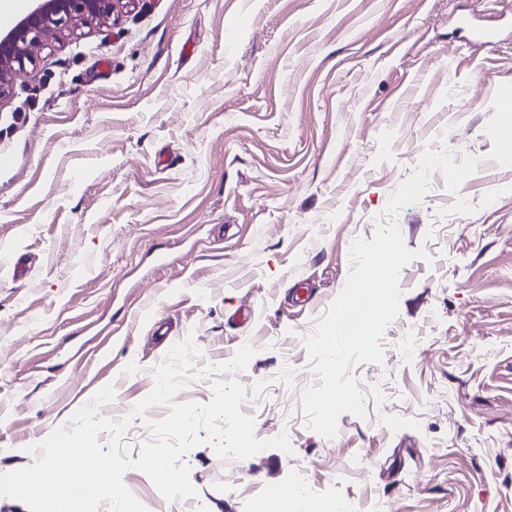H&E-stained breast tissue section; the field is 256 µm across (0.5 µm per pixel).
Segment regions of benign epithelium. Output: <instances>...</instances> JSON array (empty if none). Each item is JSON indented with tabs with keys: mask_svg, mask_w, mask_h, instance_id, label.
I'll return each mask as SVG.
<instances>
[{
	"mask_svg": "<svg viewBox=\"0 0 512 512\" xmlns=\"http://www.w3.org/2000/svg\"><path fill=\"white\" fill-rule=\"evenodd\" d=\"M20 20L0 31V102L10 98L16 76L35 64L33 52L50 36L81 25L116 19L134 0H34Z\"/></svg>",
	"mask_w": 512,
	"mask_h": 512,
	"instance_id": "obj_1",
	"label": "benign epithelium"
}]
</instances>
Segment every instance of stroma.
<instances>
[{"label": "stroma", "mask_w": 512, "mask_h": 512, "mask_svg": "<svg viewBox=\"0 0 512 512\" xmlns=\"http://www.w3.org/2000/svg\"><path fill=\"white\" fill-rule=\"evenodd\" d=\"M512 0H134L116 24L48 38L0 103V474L105 386L120 419L192 339L269 448L184 463L199 512H512ZM480 163L433 173L396 214L417 257L399 276L382 363L351 374L365 417L311 430L305 338L344 288L356 239L429 149ZM466 198L454 211L455 195Z\"/></svg>", "instance_id": "obj_1"}]
</instances>
